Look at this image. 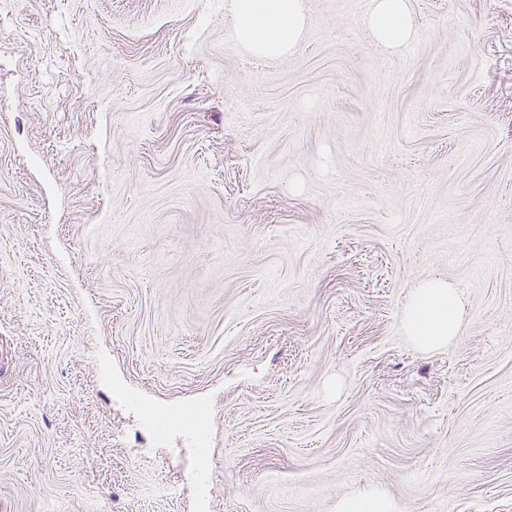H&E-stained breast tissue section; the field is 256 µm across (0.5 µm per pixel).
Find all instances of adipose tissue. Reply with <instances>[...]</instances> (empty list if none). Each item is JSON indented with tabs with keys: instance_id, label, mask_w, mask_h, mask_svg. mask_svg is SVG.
<instances>
[{
	"instance_id": "1",
	"label": "adipose tissue",
	"mask_w": 512,
	"mask_h": 512,
	"mask_svg": "<svg viewBox=\"0 0 512 512\" xmlns=\"http://www.w3.org/2000/svg\"><path fill=\"white\" fill-rule=\"evenodd\" d=\"M239 43L255 55L284 54L299 42L308 23L304 0H232ZM362 23L380 46L394 50L414 34L409 0H371ZM464 324L463 292L443 278L422 280L403 309L406 336L423 350L447 347Z\"/></svg>"
}]
</instances>
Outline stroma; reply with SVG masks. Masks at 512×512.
<instances>
[{
    "label": "stroma",
    "mask_w": 512,
    "mask_h": 512,
    "mask_svg": "<svg viewBox=\"0 0 512 512\" xmlns=\"http://www.w3.org/2000/svg\"><path fill=\"white\" fill-rule=\"evenodd\" d=\"M370 4L0 0V512H512V0ZM231 4L236 38L255 55L287 53L308 23L303 0H232ZM362 24L379 45L394 50L413 37L409 0H372ZM463 292L443 278L424 279L411 289L403 309L406 336L423 350L447 347L461 335ZM401 506L379 491L355 494L342 499L337 512H401Z\"/></svg>",
    "instance_id": "stroma-1"
}]
</instances>
